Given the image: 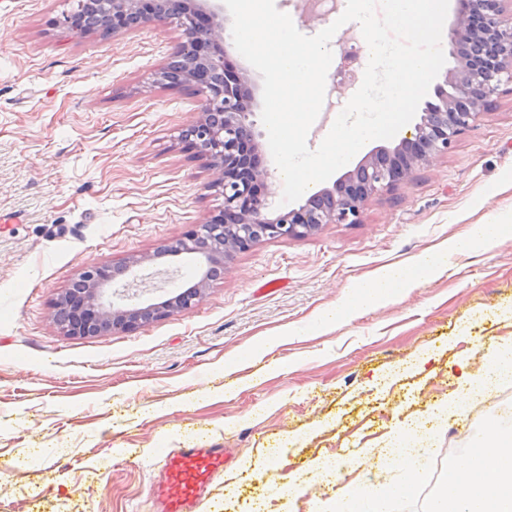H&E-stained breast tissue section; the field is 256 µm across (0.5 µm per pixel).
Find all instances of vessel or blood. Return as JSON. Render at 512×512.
<instances>
[{"label": "vessel or blood", "mask_w": 512, "mask_h": 512, "mask_svg": "<svg viewBox=\"0 0 512 512\" xmlns=\"http://www.w3.org/2000/svg\"><path fill=\"white\" fill-rule=\"evenodd\" d=\"M228 461L225 448L160 449L161 476L151 486L155 512H198L209 486L223 475Z\"/></svg>", "instance_id": "b4317fda"}]
</instances>
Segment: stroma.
Returning <instances> with one entry per match:
<instances>
[{"label": "stroma", "mask_w": 512, "mask_h": 512, "mask_svg": "<svg viewBox=\"0 0 512 512\" xmlns=\"http://www.w3.org/2000/svg\"><path fill=\"white\" fill-rule=\"evenodd\" d=\"M66 0H0V512H152L157 451L202 439L234 458L199 512H310L294 488L326 457L379 447L512 340V239L452 256L397 304L314 319L376 271L409 268L475 224H512V90L356 224L236 254L192 309L79 338L53 305L81 267L150 255L217 215L215 177L180 139L199 96L154 84L185 36L54 24ZM490 411L434 434L476 442Z\"/></svg>", "instance_id": "35a3bbf8"}]
</instances>
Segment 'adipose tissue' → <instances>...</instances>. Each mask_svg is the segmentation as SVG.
Returning a JSON list of instances; mask_svg holds the SVG:
<instances>
[{"instance_id": "obj_1", "label": "adipose tissue", "mask_w": 512, "mask_h": 512, "mask_svg": "<svg viewBox=\"0 0 512 512\" xmlns=\"http://www.w3.org/2000/svg\"><path fill=\"white\" fill-rule=\"evenodd\" d=\"M511 231L512 226L506 224H485L479 233H470L452 242L447 255L423 258L408 269L386 268L363 281L359 291L342 298L334 314L319 318L318 323L325 326L331 320H345L379 304L398 300L415 287L424 274L445 269L448 255L471 253L476 247L494 245ZM461 379L463 389L451 402L453 410L459 414L465 413L477 400L482 384L512 380V342L497 345L489 357L483 358L479 372L462 368ZM410 431V425H401L388 442L389 453L373 452L360 458L361 463L374 465L383 459H392L395 470L402 474L401 480H384L373 493L352 484L339 487L324 502L325 512H390L393 500L415 493L429 461V448L425 445L408 447ZM476 456L478 466L473 473L454 468L446 473L444 484L449 494L443 512H512V468L506 469L500 464L503 457H512V431L486 423Z\"/></svg>"}]
</instances>
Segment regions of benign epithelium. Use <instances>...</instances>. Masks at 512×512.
I'll use <instances>...</instances> for the list:
<instances>
[{"label": "benign epithelium", "instance_id": "benign-epithelium-1", "mask_svg": "<svg viewBox=\"0 0 512 512\" xmlns=\"http://www.w3.org/2000/svg\"><path fill=\"white\" fill-rule=\"evenodd\" d=\"M512 0H464L449 28L456 66L444 74L427 102L411 139L392 148L370 152L333 187L321 190L286 216L271 217L266 200L254 185L266 175L256 162L257 134L250 105L252 91L244 77L224 58V11L220 0H153L137 13V0H72L55 24L81 32L80 17L99 16L103 36L127 34L151 23H174L186 37L178 59V85L192 89L203 101L199 119L182 132L216 174L210 188L224 198V238L217 245H199L214 224L199 225L191 235L166 245L161 254H194L202 270L195 288L164 301L132 302L130 293L140 278L145 257L131 260L123 270L93 263L79 273L75 288L57 299L56 310L69 315L63 332L69 336H99L139 327L153 319L193 308L212 277L237 252L262 239H296L317 233L325 224L359 222L367 202L410 181L431 160L448 149L489 111L505 80L512 81V20L503 19Z\"/></svg>", "mask_w": 512, "mask_h": 512}]
</instances>
